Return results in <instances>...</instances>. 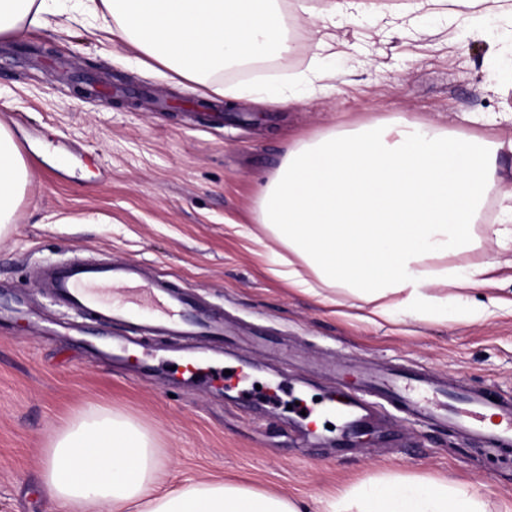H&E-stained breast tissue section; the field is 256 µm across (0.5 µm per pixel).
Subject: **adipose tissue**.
<instances>
[{
  "label": "adipose tissue",
  "instance_id": "1",
  "mask_svg": "<svg viewBox=\"0 0 512 512\" xmlns=\"http://www.w3.org/2000/svg\"><path fill=\"white\" fill-rule=\"evenodd\" d=\"M82 14L112 24L119 41L167 70L201 82L293 47L280 0H80ZM48 0H0V38L42 25ZM512 141L426 125L408 115L331 128L289 145L260 196V224L283 247L275 276L318 295L350 294L367 320L401 308L418 320L472 319L464 292L492 286L493 260L452 264L487 239L512 251V192L487 220ZM28 170L0 126V234L13 220ZM39 480L59 512H486L479 496L383 478L309 505L219 478L167 492L156 485L172 458L135 421L92 405L43 450Z\"/></svg>",
  "mask_w": 512,
  "mask_h": 512
}]
</instances>
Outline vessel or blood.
Returning a JSON list of instances; mask_svg holds the SVG:
<instances>
[{"mask_svg":"<svg viewBox=\"0 0 512 512\" xmlns=\"http://www.w3.org/2000/svg\"><path fill=\"white\" fill-rule=\"evenodd\" d=\"M56 300L64 306L80 310L87 319L103 325H120L141 335L179 337L183 345L180 355L186 372L200 375L201 364L208 353L224 340V321L206 312L193 299L188 287L172 288L162 281H148L137 264L110 263L88 265L74 262L54 267L43 275ZM139 292L159 309L155 319L139 324L136 302L113 306L101 299L102 290ZM366 386L389 405L417 417L447 425L496 448L512 447V398L493 396L489 390L470 391L456 388L447 397L466 404L463 414L451 417L437 412L427 403L409 399L407 390L413 384L437 387V380L424 374L395 375L381 371L364 374Z\"/></svg>","mask_w":512,"mask_h":512,"instance_id":"1","label":"vessel or blood"}]
</instances>
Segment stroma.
<instances>
[{
  "label": "stroma",
  "instance_id": "35a3bbf8",
  "mask_svg": "<svg viewBox=\"0 0 512 512\" xmlns=\"http://www.w3.org/2000/svg\"><path fill=\"white\" fill-rule=\"evenodd\" d=\"M379 12L348 9L335 24L311 26L301 8L322 0H281L295 42L290 68L278 59L238 78L282 91L288 70L322 72L334 91L289 105L247 95L216 121L189 107L212 94L137 65V51L83 20L76 0H60L61 28L24 26L0 38V125L25 161L29 180L0 243V303H26L0 320V512H58L39 486L43 448L91 405L112 408L150 431L173 458L166 482L219 477L299 497L327 498L379 478L445 480L478 492L487 512H512V448L464 439L447 426L390 408L361 439L342 438L340 419L301 432L295 399L315 407L337 389L335 364L358 370L426 373L450 384L512 398V252L499 255L494 286L473 305L500 301L493 315L419 321L393 311L357 318L344 291L313 297L273 276L272 249L236 233H261L260 191L290 139L399 114L448 129L465 112L496 117L494 134L512 139V52L488 33L511 16L483 14L474 30L443 0H378ZM368 58L372 67H360ZM102 97H80L85 80ZM76 259L133 261L151 279L192 286L238 353L259 364L240 381L236 364L211 360L200 387L172 367L164 337L145 343L134 365L90 357L86 343L122 337L65 308L39 273ZM313 379L253 408L243 391L276 378Z\"/></svg>",
  "mask_w": 512,
  "mask_h": 512
}]
</instances>
